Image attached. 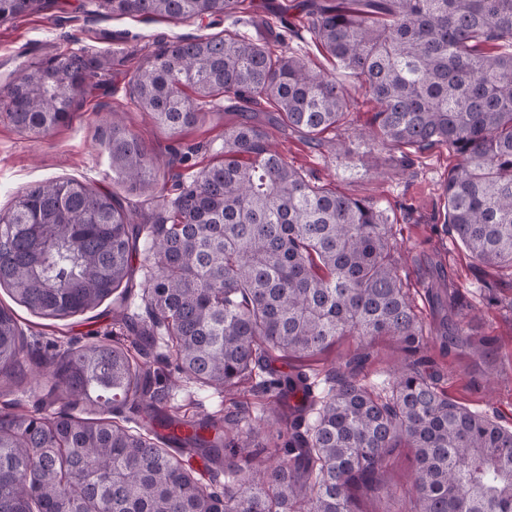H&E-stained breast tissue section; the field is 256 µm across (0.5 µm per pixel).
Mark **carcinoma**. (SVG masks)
<instances>
[{
    "label": "carcinoma",
    "instance_id": "carcinoma-1",
    "mask_svg": "<svg viewBox=\"0 0 512 512\" xmlns=\"http://www.w3.org/2000/svg\"><path fill=\"white\" fill-rule=\"evenodd\" d=\"M244 0H84L100 18L227 17ZM316 43L377 109L358 138L397 150L444 146L443 218L480 264L512 282V0H299ZM56 0H0V24ZM112 55L47 53L0 87L19 132L68 123ZM134 103L172 136L209 112L249 116L224 129L220 158L160 176L142 139L114 116L100 132L112 178L151 191L139 223L111 193L76 180L39 182L0 211V288L48 320L112 299L126 340L39 352L0 305V396L47 379L50 414L0 410V512H363L399 448L415 467L395 512H512V427L471 410L421 369L433 331L399 274L393 225L376 203L311 181L251 116L272 105L283 130L318 145L347 123L335 75L291 48L239 35L181 37L130 78ZM143 255L139 314L128 312ZM456 307L441 348L494 356L493 339ZM344 336H384L401 356L380 381L356 352L320 378L307 361ZM281 362L289 369L275 366ZM183 381L264 399L186 415ZM128 409L142 421L115 420ZM179 433L171 446L156 431ZM202 459L212 483L198 477ZM224 476V483L217 478Z\"/></svg>",
    "mask_w": 512,
    "mask_h": 512
}]
</instances>
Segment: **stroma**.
Returning a JSON list of instances; mask_svg holds the SVG:
<instances>
[{"label": "stroma", "mask_w": 512, "mask_h": 512, "mask_svg": "<svg viewBox=\"0 0 512 512\" xmlns=\"http://www.w3.org/2000/svg\"><path fill=\"white\" fill-rule=\"evenodd\" d=\"M59 2L60 9L0 25V74L5 71V61L21 53L32 59L55 51H109L122 57L124 64L120 70L100 77L88 89L72 122L50 135L31 138L18 133L0 113V210L8 209L17 195L36 183L76 178L116 193L131 215L139 216L142 196L113 181L107 155L99 143L100 129L112 112H119L127 126L141 135L152 157L161 164L189 145L199 146L198 162H208L213 146L224 139L225 127L237 123L241 115L228 112L220 119L205 115L179 140H172L147 113L131 103L128 80L135 66L162 43L179 37L227 29L256 39L284 32L298 23L296 11L283 9L287 0H252L255 20L251 23H237L230 17L184 23L166 19L146 22L132 17L100 21L80 10L81 0ZM265 130L289 162L314 181L352 198L375 200L388 212L402 247L400 275L408 283L415 309L425 322L437 326L441 316L426 289L432 276H441L449 292L462 295L478 315L481 333L496 341L495 368H488L482 359L467 353H445L436 339L424 352L426 366L450 397L512 427V312L486 305L481 299L488 289L502 288L503 282L494 269L480 265L447 234L438 218L443 186L455 156L447 149L435 148L406 158L399 150L359 140L343 130L325 133V140L337 145L330 152L283 135L274 124H266ZM0 304L14 306L28 340L43 344L91 343L110 336L115 328L108 301L92 312L56 321L14 305L2 289Z\"/></svg>", "instance_id": "1"}]
</instances>
